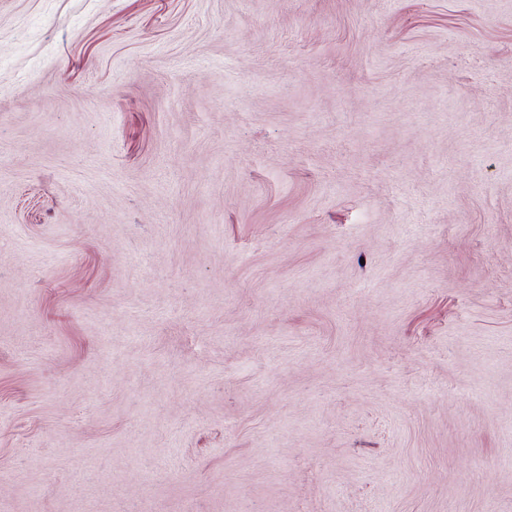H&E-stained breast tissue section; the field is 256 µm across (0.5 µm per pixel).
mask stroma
Masks as SVG:
<instances>
[{
	"label": "stroma",
	"mask_w": 512,
	"mask_h": 512,
	"mask_svg": "<svg viewBox=\"0 0 512 512\" xmlns=\"http://www.w3.org/2000/svg\"><path fill=\"white\" fill-rule=\"evenodd\" d=\"M512 512V0H0V512Z\"/></svg>",
	"instance_id": "obj_1"
}]
</instances>
